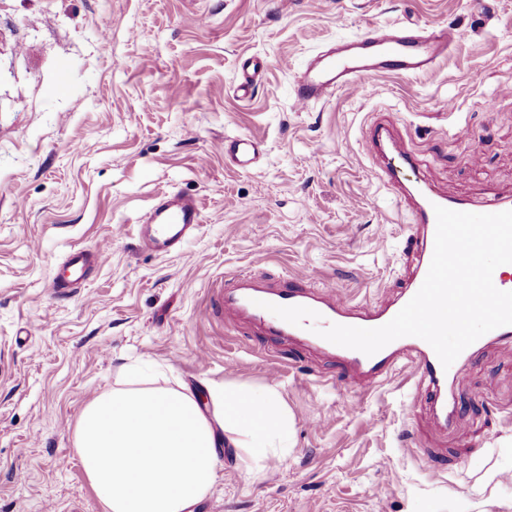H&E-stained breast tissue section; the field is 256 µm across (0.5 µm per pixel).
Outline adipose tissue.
I'll return each mask as SVG.
<instances>
[{
	"label": "adipose tissue",
	"mask_w": 512,
	"mask_h": 512,
	"mask_svg": "<svg viewBox=\"0 0 512 512\" xmlns=\"http://www.w3.org/2000/svg\"><path fill=\"white\" fill-rule=\"evenodd\" d=\"M130 367L124 387L80 413L75 448L106 512H191L211 486L224 444L254 470L286 456L294 419L276 391L208 388L210 407L185 385L145 387Z\"/></svg>",
	"instance_id": "adipose-tissue-1"
}]
</instances>
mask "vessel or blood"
I'll return each instance as SVG.
<instances>
[{
	"label": "vessel or blood",
	"mask_w": 512,
	"mask_h": 512,
	"mask_svg": "<svg viewBox=\"0 0 512 512\" xmlns=\"http://www.w3.org/2000/svg\"><path fill=\"white\" fill-rule=\"evenodd\" d=\"M456 38L454 29L437 26L429 29L412 26L378 28L357 38L340 41L316 53L296 77L293 94L299 106L307 107L328 99L337 90L375 89L386 80L432 71L447 57ZM366 138L372 148L382 151L386 161L379 176L392 189L413 203L407 246L414 259L412 276L398 298L388 305L356 303L335 285L281 284L250 273L235 272L224 277L219 294L224 320L229 324L249 321L273 336L299 340L306 347L335 355L340 364L338 383L369 393L381 386L389 373L405 364L413 382L415 396L425 401L435 416L448 420L449 391L465 386L460 362L443 367L434 349L423 339L398 338L374 355L333 344L320 337L321 329L333 324L377 328L388 323L418 292L427 275L434 252L436 207L459 212L492 214L512 210V199L491 195L482 203L431 193L421 183L405 184L403 170L415 169L420 160L404 141H397L383 125L371 126ZM259 144L249 137L224 142V160L232 167H253ZM202 210L197 200L178 193L160 195L138 227L142 247L158 254H184L186 243L199 231ZM102 253L81 249L70 251L63 266L68 277L54 278L52 287L62 291L78 287Z\"/></svg>",
	"instance_id": "vessel-or-blood-1"
}]
</instances>
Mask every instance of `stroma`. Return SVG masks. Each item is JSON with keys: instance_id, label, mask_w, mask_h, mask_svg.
<instances>
[{"instance_id": "obj_1", "label": "stroma", "mask_w": 512, "mask_h": 512, "mask_svg": "<svg viewBox=\"0 0 512 512\" xmlns=\"http://www.w3.org/2000/svg\"><path fill=\"white\" fill-rule=\"evenodd\" d=\"M398 22L455 28L435 71L294 102L319 46ZM373 123L426 161L435 193L512 198V0H0V512H105L75 427L134 360L187 385L275 389L294 416L291 450L262 472L225 448L193 512H512L503 342L465 361L442 423L405 368L363 395L332 385L327 354L199 316L238 271L397 298L409 216L375 175ZM246 135L261 163L225 166V138ZM169 191L202 208L184 258L138 241ZM78 247L105 257L54 293Z\"/></svg>"}]
</instances>
